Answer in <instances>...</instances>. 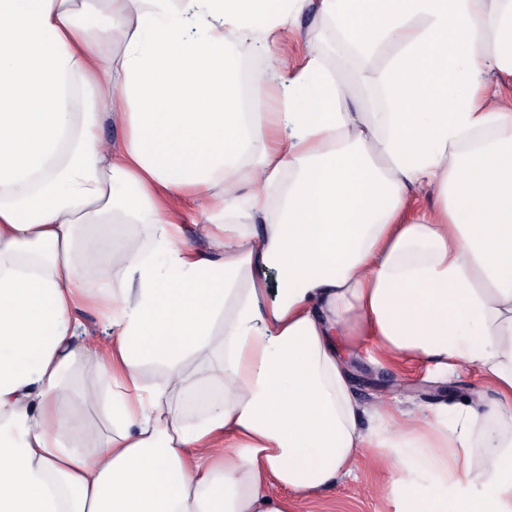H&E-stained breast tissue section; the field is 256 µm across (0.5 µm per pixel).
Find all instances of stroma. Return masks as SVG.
I'll return each instance as SVG.
<instances>
[{"instance_id": "35a3bbf8", "label": "stroma", "mask_w": 512, "mask_h": 512, "mask_svg": "<svg viewBox=\"0 0 512 512\" xmlns=\"http://www.w3.org/2000/svg\"><path fill=\"white\" fill-rule=\"evenodd\" d=\"M333 35L327 24L308 7L298 21L282 32L276 50L289 71H296L311 46L322 51L326 65L343 75L357 74L359 81L386 62V56L366 62L354 57L337 56ZM338 350L351 374V389L358 402L371 404L390 400L404 409L437 405L475 404L494 397L483 372L475 367L441 373L429 361L402 356L390 361L376 354L371 344L349 349L338 342ZM402 491L393 484L385 466L372 464L359 480L335 483L307 497H290L291 512H397Z\"/></svg>"}]
</instances>
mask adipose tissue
Segmentation results:
<instances>
[{
    "label": "adipose tissue",
    "mask_w": 512,
    "mask_h": 512,
    "mask_svg": "<svg viewBox=\"0 0 512 512\" xmlns=\"http://www.w3.org/2000/svg\"><path fill=\"white\" fill-rule=\"evenodd\" d=\"M304 6L0 0V512H290L279 489L357 477L369 448L400 512H512V106L482 82L512 78V0H320L361 59L394 47L372 99L316 51L282 77ZM241 33L268 51L248 82ZM417 188L435 213L408 217ZM183 195L210 253L168 208ZM243 205L262 223L230 221ZM339 336L479 367L496 398L360 404ZM80 370L108 431L75 421ZM202 385L222 396L189 415Z\"/></svg>",
    "instance_id": "obj_1"
}]
</instances>
